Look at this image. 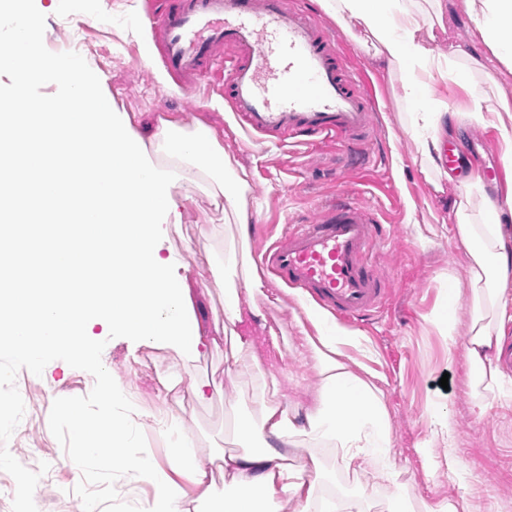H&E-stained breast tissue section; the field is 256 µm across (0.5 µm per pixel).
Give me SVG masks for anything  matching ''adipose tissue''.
Wrapping results in <instances>:
<instances>
[{
  "label": "adipose tissue",
  "mask_w": 512,
  "mask_h": 512,
  "mask_svg": "<svg viewBox=\"0 0 512 512\" xmlns=\"http://www.w3.org/2000/svg\"><path fill=\"white\" fill-rule=\"evenodd\" d=\"M320 5L352 38L371 43L379 63L400 74L399 97L411 105L406 129L425 173L440 177L443 140L458 117L447 99L433 95L438 83L468 91L472 118L497 129L512 162V123L502 118L512 103L504 100L499 109L484 111V93L473 82L480 57L458 46L444 54L433 46L434 30L443 24L441 0H320ZM461 6L491 55L512 73V0H461ZM0 13L15 22L12 59L0 70L14 79L11 100L32 106L28 112L0 110V356L39 376L59 347L73 348L94 364L103 402L121 405L123 392L94 345L95 327L174 349L183 345L192 290L187 282L170 280L172 259L162 255L155 235L156 225L181 221L171 186L206 178L213 198L223 200L225 212L244 227L250 222L248 173L233 167L204 121L188 129L161 116L154 132L142 135L127 114L110 105L109 91L93 86L79 59L63 55L34 63L39 18L20 0H0ZM34 79L47 92L31 99L27 85ZM90 94L102 101L101 109L56 121L55 109ZM34 167L53 186L49 214L60 228L51 237L35 230L27 207L18 202L17 192ZM453 208L457 238L469 257L472 312L464 354L476 385L491 390L503 383L497 353L512 324V237L501 229L500 210L486 203L473 208L471 193L459 195ZM217 268L212 285L225 291L224 320L196 328L188 355L230 340L224 372L232 376L261 365L252 331L262 314L255 305H241L238 292L261 293L264 282L245 255L227 253ZM302 310L312 330L300 346L322 381L312 404L290 403L277 375L263 374L253 417L237 422V449L202 465L194 440L167 425L163 431L173 448L164 470L148 458H117V449L131 438L123 422L74 412L69 419L79 459L107 469L135 466L155 488L152 512H190L194 502L216 512H280L285 505L293 512H369L364 492L336 498L317 491L336 470L357 472L372 464L379 479L395 488L390 512H402L405 490L391 457L384 393L343 356V346L358 338L312 306ZM299 446L306 449L300 458L293 454ZM176 472L191 476L194 495L173 480ZM218 476L224 491L217 496Z\"/></svg>",
  "instance_id": "adipose-tissue-1"
}]
</instances>
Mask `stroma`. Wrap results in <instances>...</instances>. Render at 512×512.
Wrapping results in <instances>:
<instances>
[{"mask_svg": "<svg viewBox=\"0 0 512 512\" xmlns=\"http://www.w3.org/2000/svg\"><path fill=\"white\" fill-rule=\"evenodd\" d=\"M51 13L42 8L49 2ZM39 14L44 29L41 53L45 59L79 56L87 72L100 75L117 108L128 113L138 130H146L161 115H172L183 124L206 116L220 136L224 150L250 176L247 195L251 223L247 241H240L235 225L225 223L223 210L215 208L208 192L174 186L184 200L183 220L158 227L163 251L173 252V277H187L191 287L209 284L216 260L229 248H245L260 257L273 241L285 235L299 213L313 211L337 195H353L381 207L387 236L374 255L379 274L386 278L391 301L373 323L358 326L362 344L346 347L383 389L394 433L393 461L406 491L409 512L439 499H466L468 512H512V383L485 392V407L477 409L471 375L462 345H451L436 318L448 300V282L456 280L459 300L458 327H465L471 312L467 257L456 239L452 199L463 191L475 198L501 202L505 185L489 186L478 178L467 184L449 180L445 193H437L420 168L415 146L404 128L409 107L399 102L394 89L398 77L380 70L361 44L345 38V61L365 73L379 87L375 131L366 151L382 156L374 171L361 175L337 169L335 147L293 146L275 140L250 141L236 125L223 96L207 88L174 92L156 79L163 65L157 55H144L135 31L146 30L147 0H27ZM112 13L113 24L100 17ZM70 16L83 28L79 45H71L57 21ZM435 95L447 97L460 110L458 127L486 138L483 164L504 168V146L496 131L465 116L468 94L456 85H437ZM265 292L255 301L272 324L280 351L263 354L265 365L277 370L288 395L301 403L312 402L321 378L311 361L296 354L307 321L299 303L302 295L272 278H265ZM102 357L111 365L123 391L138 406L135 438L130 456L148 449L159 466H166L168 441L155 428L158 415L171 412L182 420L202 457L211 449L236 446L233 425L253 408V394L261 382L258 370L229 377L224 373V353L208 351L197 361H185L166 346L149 347L140 339L111 330L96 338ZM93 367L70 349L63 348L48 362L42 377H34L15 364L9 377L0 379V396L20 385L13 421L0 427V448L13 450L19 469L0 467V512H78L85 497L99 500L103 512H147L154 487L132 470L106 472L94 462L68 469L61 458L77 446L69 414L108 413L92 380ZM181 377L184 383L206 382L207 401H196L190 392L180 400L166 398L163 381ZM447 386H440V378ZM448 403L451 445L437 439L431 415L438 401ZM430 456H423V447ZM454 448L456 471H448L447 448ZM27 478L32 490L20 495L17 483ZM344 491L364 487L372 496V512H388L394 491L379 482L374 468L357 474L337 473Z\"/></svg>", "mask_w": 512, "mask_h": 512, "instance_id": "obj_1", "label": "stroma"}]
</instances>
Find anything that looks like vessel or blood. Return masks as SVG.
<instances>
[{
    "instance_id": "obj_1",
    "label": "vessel or blood",
    "mask_w": 512,
    "mask_h": 512,
    "mask_svg": "<svg viewBox=\"0 0 512 512\" xmlns=\"http://www.w3.org/2000/svg\"><path fill=\"white\" fill-rule=\"evenodd\" d=\"M148 19L167 71L188 86L222 81L250 137L336 144L344 165L369 167L376 98L343 63V41L302 0H151ZM386 231L376 205L342 195L298 215L262 268L316 309L348 321L381 312L390 290L372 257Z\"/></svg>"
}]
</instances>
